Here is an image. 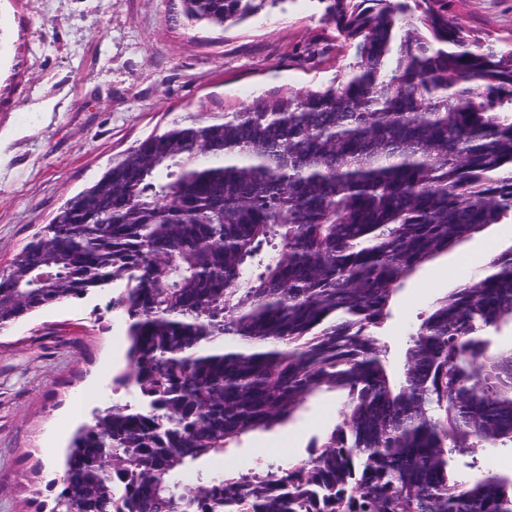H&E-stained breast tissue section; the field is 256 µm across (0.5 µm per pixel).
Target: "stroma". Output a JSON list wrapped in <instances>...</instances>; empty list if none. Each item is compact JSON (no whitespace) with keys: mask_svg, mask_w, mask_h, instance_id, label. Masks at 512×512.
I'll use <instances>...</instances> for the list:
<instances>
[{"mask_svg":"<svg viewBox=\"0 0 512 512\" xmlns=\"http://www.w3.org/2000/svg\"><path fill=\"white\" fill-rule=\"evenodd\" d=\"M458 21L479 35L511 36L512 0H465ZM328 34L313 0L227 29L188 22L180 0H0V268L113 157L200 104L330 81L342 52L302 60ZM510 245L512 224L497 227L407 282L380 336L394 366L431 302ZM122 290L113 284L0 332V512L52 503L71 406L89 424L96 411L135 401L113 382L127 346ZM338 408L335 393L320 394L287 429L250 434L206 467L246 470L264 448L274 459L305 458Z\"/></svg>","mask_w":512,"mask_h":512,"instance_id":"stroma-1","label":"stroma"}]
</instances>
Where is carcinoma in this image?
Masks as SVG:
<instances>
[{"label": "carcinoma", "instance_id": "obj_1", "mask_svg": "<svg viewBox=\"0 0 512 512\" xmlns=\"http://www.w3.org/2000/svg\"><path fill=\"white\" fill-rule=\"evenodd\" d=\"M290 0H182L240 25ZM349 62L174 121L112 158L0 269V323L114 282L135 389L80 427L50 512H512V246L435 299L400 371L380 332L428 262L512 224V42L461 0H314ZM322 392L290 466L201 473Z\"/></svg>", "mask_w": 512, "mask_h": 512}]
</instances>
